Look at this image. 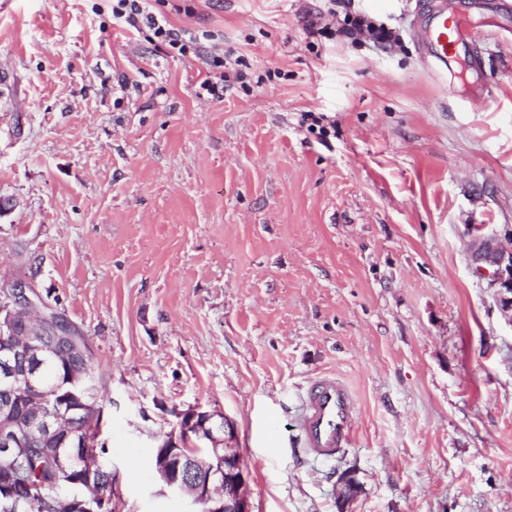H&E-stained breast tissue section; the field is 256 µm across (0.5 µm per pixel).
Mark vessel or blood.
Wrapping results in <instances>:
<instances>
[{"mask_svg":"<svg viewBox=\"0 0 512 512\" xmlns=\"http://www.w3.org/2000/svg\"><path fill=\"white\" fill-rule=\"evenodd\" d=\"M470 6L465 0L449 5L448 0H427L418 14L416 33L425 57L444 63L457 58L473 78L482 76L479 36L465 22ZM358 405L346 382L333 373L312 380L300 397L297 418L299 440L307 454L331 460L355 437Z\"/></svg>","mask_w":512,"mask_h":512,"instance_id":"obj_1","label":"vessel or blood"}]
</instances>
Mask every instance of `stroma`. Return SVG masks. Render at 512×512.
I'll return each instance as SVG.
<instances>
[{"mask_svg":"<svg viewBox=\"0 0 512 512\" xmlns=\"http://www.w3.org/2000/svg\"><path fill=\"white\" fill-rule=\"evenodd\" d=\"M421 0H155L244 81L113 27L112 0L0 7V286L33 277L87 336L116 512H188L149 464L189 408L237 430L251 512H512V317L470 249H512V25L480 106L435 78ZM360 13L387 46L318 34ZM342 377L353 444L304 455L309 381ZM230 75L228 72L220 74L208 71L206 77L200 82L199 90L196 92L198 99L218 100L224 96V88L230 87Z\"/></svg>","mask_w":512,"mask_h":512,"instance_id":"obj_1","label":"stroma"}]
</instances>
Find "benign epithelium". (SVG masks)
Returning a JSON list of instances; mask_svg holds the SVG:
<instances>
[{
  "instance_id": "benign-epithelium-1",
  "label": "benign epithelium",
  "mask_w": 512,
  "mask_h": 512,
  "mask_svg": "<svg viewBox=\"0 0 512 512\" xmlns=\"http://www.w3.org/2000/svg\"><path fill=\"white\" fill-rule=\"evenodd\" d=\"M470 261L475 270L485 273L491 281L501 286L499 303L505 312H512V251L494 239H487L470 252ZM38 318L41 332L32 337L23 348L11 347L7 353L9 365L4 367V379L13 386L19 382H31L32 374L19 372L11 365L31 361H43L64 346L75 358L87 360L90 346L85 336L73 325L61 321L58 310L38 289L34 279H15L0 294V334L10 336L20 317ZM179 423L186 437H194V447L210 448L218 458L213 463L205 453L194 458L174 457L166 453L153 464L158 481L168 492L185 496L197 507L207 512H250L247 483L243 467L235 448V428L223 415L201 407H193L177 413ZM37 427L50 430L52 421L46 414H36L22 424L15 419V407L9 402L0 407V459L8 468L12 482V505L18 512L24 502L36 494L35 488L15 479L21 471V460L16 448L25 441L28 431ZM100 430L91 429L82 440L75 442L81 457L88 459L96 454L99 447ZM359 487L351 476L342 477L340 491V512H348V504L358 493Z\"/></svg>"
}]
</instances>
